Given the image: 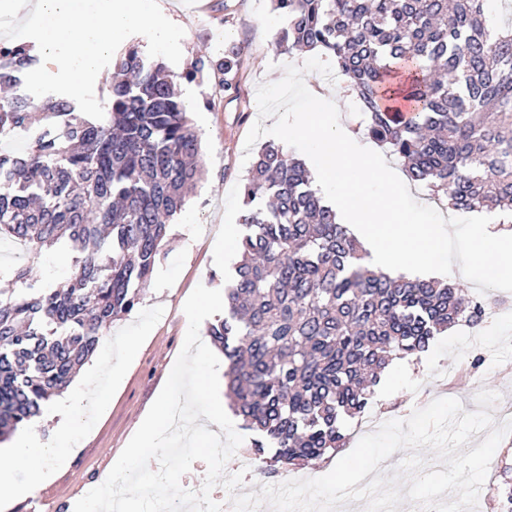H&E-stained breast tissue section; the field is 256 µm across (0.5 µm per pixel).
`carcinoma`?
Listing matches in <instances>:
<instances>
[{
    "instance_id": "1",
    "label": "carcinoma",
    "mask_w": 512,
    "mask_h": 512,
    "mask_svg": "<svg viewBox=\"0 0 512 512\" xmlns=\"http://www.w3.org/2000/svg\"><path fill=\"white\" fill-rule=\"evenodd\" d=\"M287 20L278 51L318 50L356 96L368 135L454 210H512V24L490 0H274ZM241 49L199 58L231 76ZM37 62L0 46V138L31 129L36 97L12 90ZM101 120L66 96L21 155L0 154V240L31 260L66 239L73 274L36 288L30 268L0 290V442L41 413L91 358L112 322L140 303L169 220L202 171L201 140L166 66L130 47L116 59ZM224 318L204 335L224 354L227 396L259 473L348 446L344 419L364 413L395 359L425 351L481 304L454 282L392 277L337 221L304 162L264 145L243 187Z\"/></svg>"
}]
</instances>
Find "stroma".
Returning <instances> with one entry per match:
<instances>
[{"label":"stroma","instance_id":"stroma-1","mask_svg":"<svg viewBox=\"0 0 512 512\" xmlns=\"http://www.w3.org/2000/svg\"><path fill=\"white\" fill-rule=\"evenodd\" d=\"M158 4L185 30L182 58L170 65L169 71L177 87L188 85L197 91L189 118L202 137L204 175L172 221L169 241L141 302L109 330L117 345L149 323L153 326L151 340L141 346L102 419L72 433L66 464L56 469L51 482L34 498L15 501L9 512H29L35 502L40 505L39 512H70L73 499L106 479L113 460L159 395L181 351L188 327L183 311L186 299L200 284L223 288L233 271L238 257L223 251L224 228L232 224L237 233L245 231L240 217L249 166L242 158L246 135L258 117L257 88L280 80L285 65L297 62L294 54L274 47L279 29L264 22L273 10L271 0H158ZM230 43L243 49L235 88L225 89L222 74L215 70L192 80L186 78L185 72L196 58L220 59ZM307 87L317 96L331 89L336 97L345 99L348 128L357 143L372 147L343 83L328 82L312 72ZM482 341L486 361L479 367L478 379L457 382L448 391L467 412L476 411L475 396L482 389L498 393L499 405L512 404V378L500 373L512 360V321L485 328ZM470 347L460 327L437 336L430 350L410 363L408 371L394 365L388 368L375 404L393 418H401L407 394L421 383L434 381L443 366L467 360Z\"/></svg>","mask_w":512,"mask_h":512}]
</instances>
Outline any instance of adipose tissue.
<instances>
[{
  "label": "adipose tissue",
  "instance_id": "adipose-tissue-1",
  "mask_svg": "<svg viewBox=\"0 0 512 512\" xmlns=\"http://www.w3.org/2000/svg\"><path fill=\"white\" fill-rule=\"evenodd\" d=\"M465 244L474 254H491L495 257L493 263L476 267L474 276L505 282L512 280V231L500 229L494 224H475ZM137 357L136 344L125 345L116 360H105L102 371L107 378L106 383L88 380L82 387L72 391L67 409H60L58 405L49 402L45 405V414L57 415L65 411L76 419L93 408L105 411L113 387L120 384L126 367L134 363ZM70 433V428H63L58 434L59 446H51L43 440L39 423L34 420L16 433L9 446L0 449V505L32 496L51 481L53 470L48 461L52 458L65 461L67 451L63 443ZM20 469L28 473L27 482L15 480L14 474Z\"/></svg>",
  "mask_w": 512,
  "mask_h": 512
}]
</instances>
